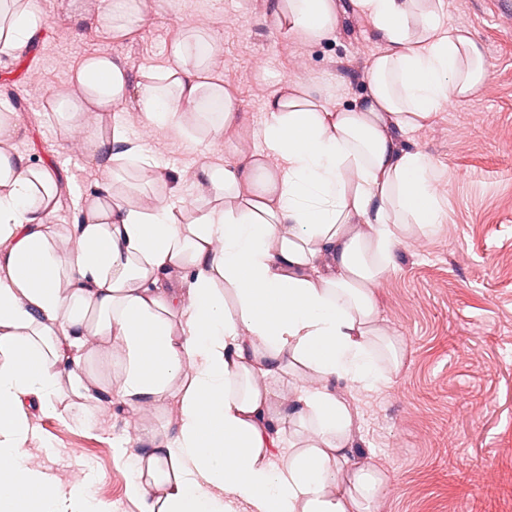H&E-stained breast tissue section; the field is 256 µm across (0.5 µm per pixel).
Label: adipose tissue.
Listing matches in <instances>:
<instances>
[{
	"instance_id": "ef3b65f1",
	"label": "adipose tissue",
	"mask_w": 512,
	"mask_h": 512,
	"mask_svg": "<svg viewBox=\"0 0 512 512\" xmlns=\"http://www.w3.org/2000/svg\"><path fill=\"white\" fill-rule=\"evenodd\" d=\"M383 41L368 92L338 105L318 77L284 82L254 129L210 73L215 35L197 28L169 46L170 65L131 82L111 54L87 57L53 102L67 131L85 112L111 115L88 134L106 172L76 223L58 230V181L12 146L15 114L0 104V512H93L85 490L32 467L23 443L28 398L54 409L118 402L173 408L164 429L136 426L127 495L138 512H363L383 473L358 460L355 408L339 387L377 389V358L399 352L378 318L376 290L395 247L437 233L440 171L402 135L489 77L482 47L449 25L445 0H349ZM279 32L335 40L338 0H268ZM44 19L35 0H0V52L23 53ZM142 118L186 142H224L233 157L201 167L192 217L137 189L163 180L149 151L131 152L118 115L130 89ZM119 362L99 386L86 362ZM300 369L275 411L271 382Z\"/></svg>"
}]
</instances>
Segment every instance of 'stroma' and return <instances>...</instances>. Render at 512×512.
Segmentation results:
<instances>
[{
    "instance_id": "stroma-1",
    "label": "stroma",
    "mask_w": 512,
    "mask_h": 512,
    "mask_svg": "<svg viewBox=\"0 0 512 512\" xmlns=\"http://www.w3.org/2000/svg\"><path fill=\"white\" fill-rule=\"evenodd\" d=\"M36 2L46 19L38 47L0 53V103L17 115V150L58 173V225L74 223L108 165L106 156L88 153L83 132L111 117L84 113L66 134L51 111L88 54L110 53L135 82L145 67L168 66L177 37L212 27L222 47L211 70L259 128L270 94L295 77L342 83V104H353L366 90L369 62L384 49L351 14L329 42L284 36L268 21L266 0H142V19L124 38L106 27L101 0ZM446 4L449 25L482 45L490 76L476 96L404 138L450 183L439 232L399 245L377 290L380 316L403 351L398 371L376 390L344 393L358 412L363 458L388 479L372 512H512V0ZM123 109L128 148L150 149L169 177L223 163V144L189 146L146 126L136 99ZM69 403L62 395L55 411L26 407L32 464L63 485H86L97 512H137L126 494L132 473L119 458L124 436L134 432L129 413L105 404L87 425Z\"/></svg>"
}]
</instances>
